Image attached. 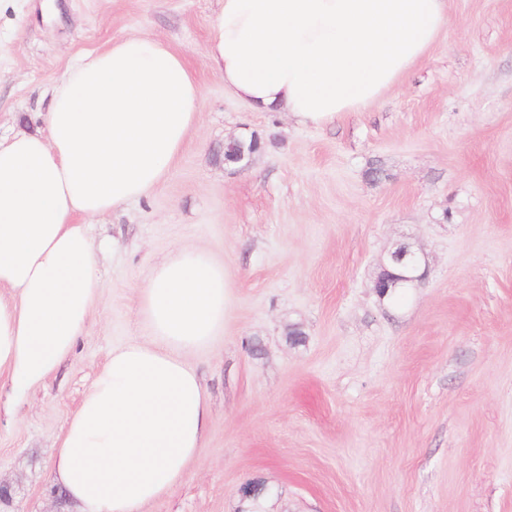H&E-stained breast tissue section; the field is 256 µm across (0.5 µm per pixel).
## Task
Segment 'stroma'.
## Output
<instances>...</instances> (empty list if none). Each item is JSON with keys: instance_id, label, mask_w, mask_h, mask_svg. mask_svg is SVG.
<instances>
[{"instance_id": "1", "label": "stroma", "mask_w": 512, "mask_h": 512, "mask_svg": "<svg viewBox=\"0 0 512 512\" xmlns=\"http://www.w3.org/2000/svg\"><path fill=\"white\" fill-rule=\"evenodd\" d=\"M8 0L0 136L44 129L65 70L134 33L190 62L203 111L144 199L96 218L102 302L23 403L0 402V512H74L51 476L114 347L144 338L138 290L183 246L224 265L227 312L189 357L210 422L189 475L143 512H512V0H448L428 53L324 126L224 93L204 46L219 0ZM260 142L246 167L225 141ZM384 176L376 180L371 168ZM425 268L374 282L398 244ZM389 256L394 263L400 264L404 262V270L399 274H394L385 268L378 276L374 288L376 289L377 295L382 299H384L390 291L394 292L396 288H405L407 283H413L420 278V276L416 274L410 276L403 274L404 271L415 273L419 270L422 264V257L419 252L413 250L409 245H400L394 251H391ZM388 263L386 265L387 267H389Z\"/></svg>"}]
</instances>
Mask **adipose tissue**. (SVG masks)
Here are the masks:
<instances>
[{
	"label": "adipose tissue",
	"mask_w": 512,
	"mask_h": 512,
	"mask_svg": "<svg viewBox=\"0 0 512 512\" xmlns=\"http://www.w3.org/2000/svg\"><path fill=\"white\" fill-rule=\"evenodd\" d=\"M447 17L448 0H219L204 56L226 95L323 126L378 103ZM201 102L189 61L133 34L67 69L46 131L0 139V381L13 400L72 353L101 304L89 221L166 177ZM226 299L224 265L203 248L152 268L144 339L113 349L53 462L79 512H141L187 476L209 422L187 358L223 331Z\"/></svg>",
	"instance_id": "obj_1"
}]
</instances>
